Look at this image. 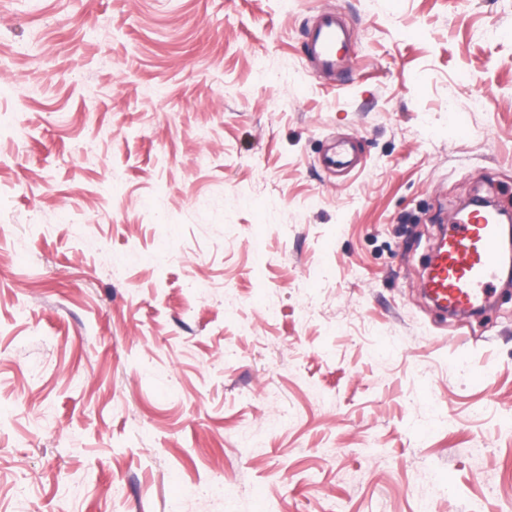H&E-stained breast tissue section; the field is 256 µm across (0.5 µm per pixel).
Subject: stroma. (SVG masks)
<instances>
[{"instance_id":"stroma-1","label":"stroma","mask_w":512,"mask_h":512,"mask_svg":"<svg viewBox=\"0 0 512 512\" xmlns=\"http://www.w3.org/2000/svg\"><path fill=\"white\" fill-rule=\"evenodd\" d=\"M473 197L512 0H0V512H512V287L421 293ZM350 33L343 17L335 9L324 8L316 24L306 31L305 49L315 74L345 79L352 70L349 53L339 55L348 47ZM325 169L342 171L346 174L364 167V160L347 141L337 140L335 146L320 160Z\"/></svg>"}]
</instances>
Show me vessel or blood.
Wrapping results in <instances>:
<instances>
[{"mask_svg": "<svg viewBox=\"0 0 512 512\" xmlns=\"http://www.w3.org/2000/svg\"><path fill=\"white\" fill-rule=\"evenodd\" d=\"M350 43L348 27L335 9H323L307 30L305 49L315 74L348 77L351 58L343 54ZM323 168L345 173L363 168L364 160L347 141H337L321 159ZM501 243L495 214L474 208L465 221L450 219L427 259L425 289L441 309L462 314L482 307L497 292Z\"/></svg>", "mask_w": 512, "mask_h": 512, "instance_id": "obj_1", "label": "vessel or blood"}]
</instances>
